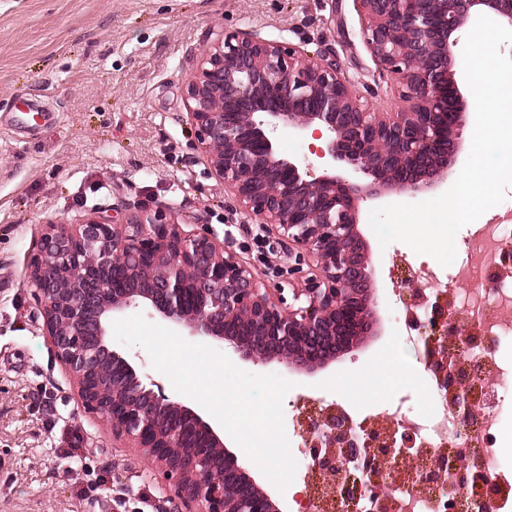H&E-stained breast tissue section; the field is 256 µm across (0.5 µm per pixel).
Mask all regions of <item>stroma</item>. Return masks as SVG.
<instances>
[{
  "mask_svg": "<svg viewBox=\"0 0 512 512\" xmlns=\"http://www.w3.org/2000/svg\"><path fill=\"white\" fill-rule=\"evenodd\" d=\"M361 27L358 0H0V512H174L168 484L83 409L51 347L28 284L41 235L96 207L165 204L179 223L210 224L265 280L301 287L288 277L296 258L246 218L197 150L185 84L211 32H249L329 55L391 111L397 85L379 76ZM374 207L361 203L359 219L389 314L402 309L399 268L414 252L381 246ZM422 352L390 320L321 371H264L293 384L286 430L312 400L384 426L399 400L408 414L434 413ZM74 435L85 463L73 468Z\"/></svg>",
  "mask_w": 512,
  "mask_h": 512,
  "instance_id": "stroma-1",
  "label": "stroma"
}]
</instances>
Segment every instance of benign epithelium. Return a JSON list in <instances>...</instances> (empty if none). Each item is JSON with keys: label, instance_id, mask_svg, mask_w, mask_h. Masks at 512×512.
Here are the masks:
<instances>
[{"label": "benign epithelium", "instance_id": "benign-epithelium-1", "mask_svg": "<svg viewBox=\"0 0 512 512\" xmlns=\"http://www.w3.org/2000/svg\"><path fill=\"white\" fill-rule=\"evenodd\" d=\"M361 38L382 76L396 81L400 105L378 112L336 60L250 33H217L185 89L196 147L244 213L278 232L302 255L304 287L269 284L206 227L185 230L166 205L108 209L48 223L29 276L46 336L77 385L83 407L112 437L142 449L179 501V512H283L224 440L200 405L156 389L112 344L113 323L141 309L181 336L228 346L255 365L326 368L357 341L381 335L376 271L359 227V204L418 194L447 182L463 150L469 104L456 75L459 34L486 15L512 28V0H359ZM288 129L313 131L318 166L282 155ZM371 178L363 185L353 176ZM400 292L427 306L421 363L448 409L473 420L490 375L471 380L464 356L469 325L449 318L448 295L420 298L409 277ZM318 484L335 512L349 498L386 512L398 487L442 480L485 482L458 452L433 471L423 466L403 420L383 429L341 405L304 421Z\"/></svg>", "mask_w": 512, "mask_h": 512}]
</instances>
